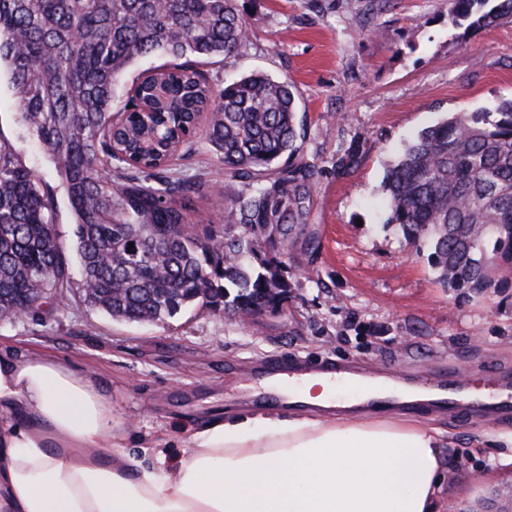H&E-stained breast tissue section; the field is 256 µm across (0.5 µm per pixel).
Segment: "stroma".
Instances as JSON below:
<instances>
[{"instance_id":"35a3bbf8","label":"stroma","mask_w":512,"mask_h":512,"mask_svg":"<svg viewBox=\"0 0 512 512\" xmlns=\"http://www.w3.org/2000/svg\"><path fill=\"white\" fill-rule=\"evenodd\" d=\"M249 22L237 53L204 71L224 87L255 71L288 77L307 121L304 153L323 174L312 220L314 257L289 261L280 313L244 322L192 308L166 322L125 323L70 301L53 316L0 322V348L44 355L91 377L112 397V425L147 460L180 455L189 424L236 413L288 416L257 394L250 363L296 354L343 359L386 377L454 365L469 390H491L494 369L512 373V291L476 296L441 288L428 245L412 248L386 222L383 180L404 145L456 112H494L512 99V19L488 29L451 20L452 0H239ZM0 138L55 196L54 222L70 240L75 216L46 149L17 121L8 70L0 71ZM357 146L359 166L333 163ZM176 177L201 183L195 204L224 226V167L204 136ZM418 419L448 433L442 512H512V465L487 432L512 428V413Z\"/></svg>"}]
</instances>
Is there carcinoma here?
Wrapping results in <instances>:
<instances>
[{"label": "carcinoma", "mask_w": 512, "mask_h": 512, "mask_svg": "<svg viewBox=\"0 0 512 512\" xmlns=\"http://www.w3.org/2000/svg\"><path fill=\"white\" fill-rule=\"evenodd\" d=\"M453 13L489 28L512 18V0H453ZM247 30L238 0H0V65L19 119L54 158L76 216L66 243L53 195L0 139L1 322L17 309L49 317L75 289L80 303L136 323L191 305L235 314L288 298L287 261L318 250L323 169L303 154L288 77L257 72L216 88L200 69L237 52ZM153 53L171 62L141 74L114 107L117 80ZM202 124L224 163L220 237L202 218L188 226L201 184L163 176ZM359 162L349 149L336 175ZM384 191L386 223L411 245L429 243L441 287L512 288V100L421 131Z\"/></svg>", "instance_id": "carcinoma-1"}]
</instances>
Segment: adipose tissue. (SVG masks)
Here are the masks:
<instances>
[{
    "instance_id": "obj_1",
    "label": "adipose tissue",
    "mask_w": 512,
    "mask_h": 512,
    "mask_svg": "<svg viewBox=\"0 0 512 512\" xmlns=\"http://www.w3.org/2000/svg\"><path fill=\"white\" fill-rule=\"evenodd\" d=\"M292 383L314 414L216 418L150 462L90 377L0 354V512H439L445 430L350 413L347 380Z\"/></svg>"
}]
</instances>
